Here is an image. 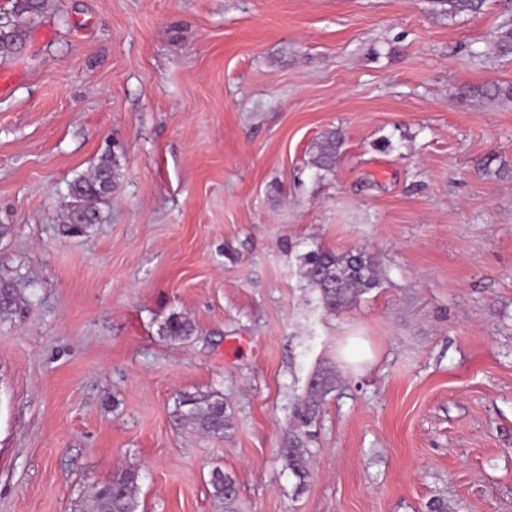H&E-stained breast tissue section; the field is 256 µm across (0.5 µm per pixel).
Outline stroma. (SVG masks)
I'll return each instance as SVG.
<instances>
[{"label":"stroma","mask_w":512,"mask_h":512,"mask_svg":"<svg viewBox=\"0 0 512 512\" xmlns=\"http://www.w3.org/2000/svg\"><path fill=\"white\" fill-rule=\"evenodd\" d=\"M511 20L512 0H50L0 63V512H74L121 468L138 512H512V100L460 97L512 84ZM107 154L104 219L70 233L68 185ZM319 247L366 250L379 287L326 311ZM174 314L192 336H159ZM214 390L223 437L174 422ZM465 98L484 99L488 97L512 99V84L483 83L470 85L462 91ZM341 141L336 132H329L324 136L317 156V166L324 170H331L336 164V155L340 149ZM323 387L320 391L311 392L312 399L308 400L301 410H299V418L303 424H307L318 412L321 397L334 386V377L329 373H322Z\"/></svg>","instance_id":"obj_1"}]
</instances>
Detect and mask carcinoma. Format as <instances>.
<instances>
[{"mask_svg":"<svg viewBox=\"0 0 512 512\" xmlns=\"http://www.w3.org/2000/svg\"><path fill=\"white\" fill-rule=\"evenodd\" d=\"M445 6L450 15L458 13H477L483 6V0H436ZM48 0H6L0 7V20L7 24L6 33L0 35V62L21 53L30 33L34 19L44 13ZM462 95L470 99L488 97L512 99V84L483 83L465 87ZM341 141L336 133L324 136L317 156V166L330 170L336 164V155ZM116 174L112 156L101 157L92 174L80 176L69 184V196L72 198L64 223L85 229L103 220L100 204L103 203L115 184ZM306 277L320 296L323 307L336 312L348 306L363 293L378 286V268L372 257L363 250L338 254L331 249L313 250L304 258ZM195 332V325L181 315L170 316L160 327V334L170 338H187ZM334 386V377L326 373L323 387L312 392L301 410L299 418L308 423L318 412L321 397ZM174 421L200 433L224 437L227 428L226 405L224 396L218 391L204 394L183 393L174 401L172 411ZM289 464L293 472L301 477L305 474L303 449L287 448ZM139 475L132 469H123L115 473L108 481L95 487L92 504L85 507L78 503L76 512H135L136 493ZM209 483L216 496L230 499L236 489L232 478L220 468L210 473Z\"/></svg>","mask_w":512,"mask_h":512,"instance_id":"carcinoma-1","label":"carcinoma"}]
</instances>
